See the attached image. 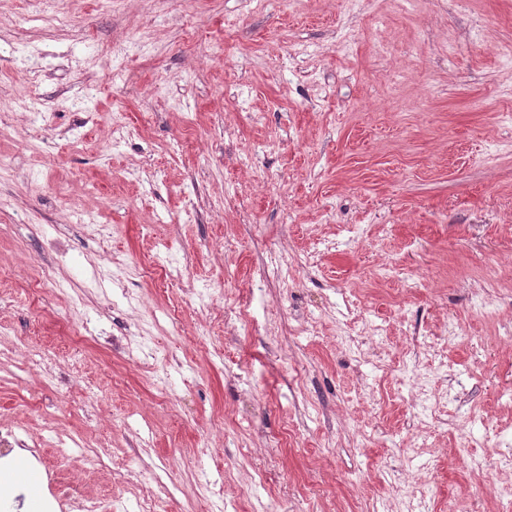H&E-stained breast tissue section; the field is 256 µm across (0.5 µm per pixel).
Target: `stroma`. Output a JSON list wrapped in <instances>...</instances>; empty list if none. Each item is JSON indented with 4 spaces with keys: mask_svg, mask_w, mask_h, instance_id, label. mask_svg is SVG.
Listing matches in <instances>:
<instances>
[{
    "mask_svg": "<svg viewBox=\"0 0 512 512\" xmlns=\"http://www.w3.org/2000/svg\"><path fill=\"white\" fill-rule=\"evenodd\" d=\"M0 152V415L104 462L13 448L12 512H501L512 0H0ZM138 127L128 122L124 112H113L109 126L108 137L112 143H122L135 139Z\"/></svg>",
    "mask_w": 512,
    "mask_h": 512,
    "instance_id": "stroma-1",
    "label": "stroma"
}]
</instances>
